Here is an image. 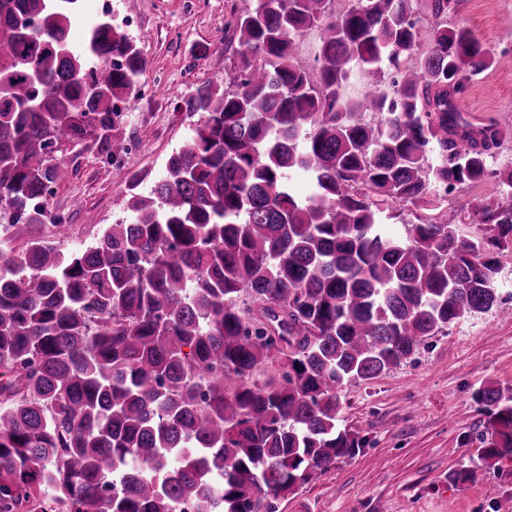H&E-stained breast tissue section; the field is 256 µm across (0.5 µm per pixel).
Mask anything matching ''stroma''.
I'll return each instance as SVG.
<instances>
[{
  "label": "stroma",
  "mask_w": 512,
  "mask_h": 512,
  "mask_svg": "<svg viewBox=\"0 0 512 512\" xmlns=\"http://www.w3.org/2000/svg\"><path fill=\"white\" fill-rule=\"evenodd\" d=\"M245 0H112L115 19L132 18L130 40L147 74L165 73L150 100L129 98L119 132L127 150L107 161L93 143L61 144L56 153L70 178L55 187L51 210L70 226L59 247L94 244L128 220L131 193L149 194L169 156L191 138L201 117L181 103L197 84L224 82L228 62L209 52L224 36L231 6ZM451 25L469 28L494 57L459 106L474 122L512 121V54H502L512 30V0H461ZM500 298L486 313L428 337L406 362L340 396L343 426L365 446L339 459L319 480L282 501L280 512H512V458L488 470L478 450L484 427L473 396L487 385L512 388V252L499 253ZM476 476L461 485L452 470Z\"/></svg>",
  "instance_id": "stroma-1"
}]
</instances>
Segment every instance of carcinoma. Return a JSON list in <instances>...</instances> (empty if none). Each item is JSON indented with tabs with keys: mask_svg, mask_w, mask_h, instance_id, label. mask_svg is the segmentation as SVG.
I'll return each instance as SVG.
<instances>
[{
	"mask_svg": "<svg viewBox=\"0 0 512 512\" xmlns=\"http://www.w3.org/2000/svg\"><path fill=\"white\" fill-rule=\"evenodd\" d=\"M256 0L231 8L227 87L197 85L194 136L172 154L132 220L65 252L31 235L0 245V512H279L351 456L339 391L377 378L422 342L498 301L512 250V168L500 192L457 215L381 224L397 203L489 174L509 137L458 101L493 58L461 0ZM79 0H0V217L41 224L48 187L69 178L53 151L94 141L126 151L116 102L146 68L102 18L67 40ZM37 30L29 36L28 26ZM320 30L315 62L296 39ZM400 72L352 98V67ZM468 142L464 149L462 142ZM435 152L439 162L429 164ZM308 173L311 196L285 171ZM476 401L491 468L512 457V388Z\"/></svg>",
	"mask_w": 512,
	"mask_h": 512,
	"instance_id": "1",
	"label": "carcinoma"
}]
</instances>
